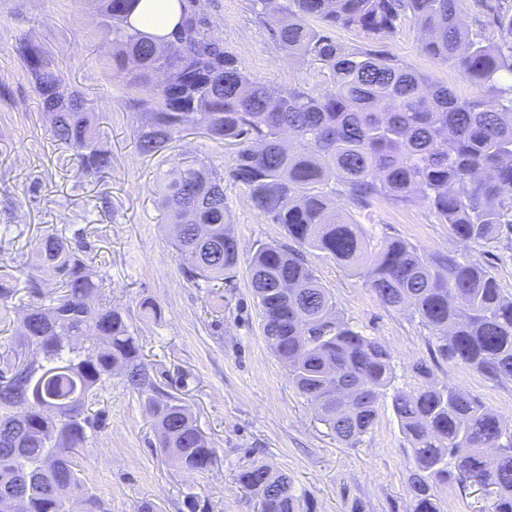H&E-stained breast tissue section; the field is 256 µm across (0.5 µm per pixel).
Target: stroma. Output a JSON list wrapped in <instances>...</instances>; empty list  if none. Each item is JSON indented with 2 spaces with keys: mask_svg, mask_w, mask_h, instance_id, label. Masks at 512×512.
I'll use <instances>...</instances> for the list:
<instances>
[{
  "mask_svg": "<svg viewBox=\"0 0 512 512\" xmlns=\"http://www.w3.org/2000/svg\"><path fill=\"white\" fill-rule=\"evenodd\" d=\"M206 3L225 49L253 77L276 86L320 87L312 66L275 44L247 0ZM22 37L54 57L66 86L85 96L112 152L111 172L86 173L71 151L52 141L15 53ZM422 42L419 27L409 23L385 48L460 97L483 95L457 68L424 54ZM136 98L113 75L110 36L91 0H0V265L26 267L33 243L48 232L84 246L105 276L113 304L129 311L157 381L189 406L217 450L202 473L168 466L153 446L155 433L140 399L116 381L98 406L102 428L79 452L81 479L111 512H133L144 500L160 512H188L190 496L209 512H251L236 475L259 461L293 478L309 512H412L406 489L411 451L389 399L380 400L373 429L355 446L343 445L317 420L268 348L246 259L257 243L285 241L286 232L252 208L244 185L224 181L242 263L215 288L187 277L157 205L165 160L187 152L228 167L232 155L197 126L164 153L140 155L134 146ZM336 206L360 224L371 250L394 238L429 253L451 250L481 262L512 295V250L458 242L425 203L381 198L358 211L340 198ZM306 260L344 318L390 350L397 383H414L413 365L431 364L436 380L473 394L512 424V382L434 360L432 334L418 319L383 306L361 278L325 253L307 251ZM147 297L162 308L159 322L140 316L139 303Z\"/></svg>",
  "mask_w": 512,
  "mask_h": 512,
  "instance_id": "35a3bbf8",
  "label": "stroma"
}]
</instances>
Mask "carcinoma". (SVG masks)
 <instances>
[{
    "mask_svg": "<svg viewBox=\"0 0 512 512\" xmlns=\"http://www.w3.org/2000/svg\"><path fill=\"white\" fill-rule=\"evenodd\" d=\"M139 0H97L112 42L116 76L143 105L135 148L153 156L189 126L232 150V179L253 208L285 227L287 241L261 243L248 258L263 335L319 421L345 445L372 429L380 398L412 452V512H447L444 489L490 487L483 512H512V425L475 396L430 381L396 387L393 357L345 321L305 262L309 249L342 262L380 302L434 331L438 354L497 382L512 381V297L496 277L455 252L428 254L402 240L369 252L360 225L336 212L335 198L362 210L378 197L423 201L464 244L512 250V9L480 0L498 41L472 37L465 0H249L287 54H298L327 87H274L251 77L214 36L204 0H179L182 20L158 42L129 25ZM406 22L425 34L422 50L457 67L488 96L462 98L375 44L345 46L341 28L389 38ZM26 67L50 134L89 174L112 169L84 98L67 91L55 59L22 38ZM160 206L180 261L210 285L240 260L224 202V169L179 154L168 160ZM14 345L0 353V512H109L78 476L75 451L95 429L92 406L121 377L157 430L159 449L186 472H204L212 442L178 398L153 376L128 312L103 299L104 279L67 238L46 233L32 247ZM54 279L44 291L39 274ZM0 269V302L17 293ZM25 396V408L16 397ZM77 402L81 412L68 406ZM256 512H307L288 474L252 462L236 478Z\"/></svg>",
    "mask_w": 512,
    "mask_h": 512,
    "instance_id": "cac0c4a2",
    "label": "carcinoma"
}]
</instances>
